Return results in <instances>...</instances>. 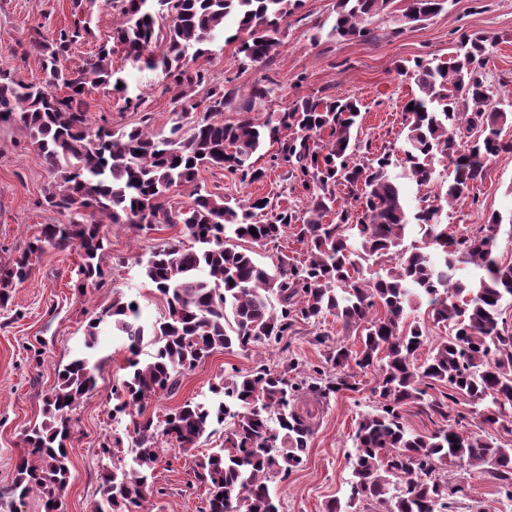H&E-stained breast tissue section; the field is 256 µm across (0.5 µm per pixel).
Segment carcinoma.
<instances>
[{
	"instance_id": "1",
	"label": "carcinoma",
	"mask_w": 512,
	"mask_h": 512,
	"mask_svg": "<svg viewBox=\"0 0 512 512\" xmlns=\"http://www.w3.org/2000/svg\"><path fill=\"white\" fill-rule=\"evenodd\" d=\"M122 22L112 42L96 48L82 69L68 66L72 46L90 34L95 0H72L73 25L45 34L35 30L22 54L39 57L43 78L24 82L0 70V123L21 125L43 157L54 183L46 206L65 218L45 224L9 266H0V305L15 284L32 272V258L46 247L79 250V287L98 286L106 277L107 242L103 226L130 224L141 230L180 224L191 240L173 238L138 261L143 278L165 303L157 321L142 319L140 305L116 297L112 306L88 323L86 352L58 371L54 389L43 401L44 420L27 431L29 448L15 466L10 495L20 502L36 496L43 512H53L70 481L66 440L71 415L96 384L91 351L101 328L125 339L126 377L115 391L113 411L131 418L132 457L104 473L99 512H152L156 471L165 458L163 444L188 454L213 425L227 424L224 446L195 462L209 512H280L268 482L286 478L303 464L314 432L313 412H300L303 394L326 404L341 390L358 389L357 372H375L380 409L360 416L353 436L355 458L346 503L336 499L328 512H349L363 501L377 512H449L460 485L441 466L482 467L512 499V447L469 431L450 404L483 405L482 422L512 433V322L503 304L512 303V262L496 253L499 219L463 238L448 235L440 220L444 205L473 195L489 163L512 152L502 136L512 127V109L492 102L485 63L493 42L482 33L463 35L446 62L418 60L398 64L418 89L405 109L399 148H381L368 164L354 160V127L361 113L356 98L310 94L259 122L252 112L272 96L277 83L266 77L243 92L211 82L206 71L191 69L188 51L204 53L226 23L237 25L226 41L237 43L241 62L265 66L283 44L281 22L302 0H108ZM394 0H336L328 37L365 41L367 17L390 14ZM448 0H403L405 26L444 11ZM164 44L156 54L152 44ZM122 47L150 70L161 71L176 88L169 126L146 123L114 130L91 126L88 86L109 87L136 110L143 97L127 95L126 79L112 69V54ZM207 88L204 116L185 126L197 88ZM237 119L224 121L234 100ZM329 131L324 140L321 133ZM279 144L271 165L285 169L289 190L307 198L303 212L268 209L261 198L235 197L198 184L203 168H222L241 184L263 179L253 157L266 141ZM451 167L445 192L431 194L439 178L436 164ZM401 167L423 194L409 205L392 175ZM346 189L337 202L336 187ZM191 188L190 203L176 207L172 192ZM330 221H325V218ZM256 228L252 234L250 228ZM306 247L305 258L286 255L262 266L245 241L258 247L276 242L290 228ZM415 231L420 244L404 246ZM380 271L363 276L364 265ZM480 271L463 281L464 267ZM427 300L428 315L448 328L430 344L426 322L409 320L417 302ZM359 331L361 348L341 342L325 345L324 365L292 376L261 366L235 372L213 384L206 402L186 401L160 420L145 415L149 401L171 393L177 376L216 350L249 349L278 343L295 324L317 326L327 316ZM431 345L423 363L415 353ZM446 390L435 396V386ZM414 405L443 419L429 434L414 433L402 411ZM275 422L277 428L270 427Z\"/></svg>"
}]
</instances>
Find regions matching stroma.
I'll use <instances>...</instances> for the list:
<instances>
[{"mask_svg":"<svg viewBox=\"0 0 512 512\" xmlns=\"http://www.w3.org/2000/svg\"><path fill=\"white\" fill-rule=\"evenodd\" d=\"M335 3L303 0L296 15L287 19L283 45L269 66L240 64L234 43L220 37L209 44L205 55L194 57L191 65L206 70L212 81H228L239 89L265 76L276 79L275 95L257 107L261 120L306 94L360 99L364 105L359 133L362 148L357 158L361 161L369 160L383 146L395 147L402 141L403 107L417 88L412 80L397 76L396 64L448 60L462 34L480 32L493 40L485 67L487 81L497 94L512 93V0H450L447 10L407 26L399 35L392 34L391 22L379 19L366 41L317 38V24L332 21ZM73 21L71 0H0V67L24 81L41 79L38 57L22 56L20 43L35 31L51 32L71 26ZM118 21L107 0H97L93 35L73 47L71 67L81 66L100 43L111 40ZM112 67L125 77L129 95H142L144 103L133 112L124 109L111 90L90 89L87 100L92 122L105 120L117 130L138 124L146 115L153 127L168 125L174 90L161 71L142 68L120 48L112 56ZM277 150L274 144L261 150L257 164L265 168L266 175L259 182L246 186L215 168L201 171L199 180L214 192L249 194L268 198L276 207L306 209V198L287 193L283 169L270 162ZM49 181L42 157L29 146L21 127L0 125V265L19 256L39 235L42 225L59 222V215L43 203ZM474 193L475 201L445 208L442 221L449 235L460 236L462 229L478 227L490 215H497V252L503 260L512 261V153L500 154L490 162ZM104 231L108 259L103 286L79 288V253L51 249L36 263L31 277L14 288L7 307L0 308L1 492L13 481L27 429L43 419V399L57 383L58 368L83 351L88 323L104 314L118 295L138 301L146 321L164 314L163 301L141 278L133 260L180 236L181 226L161 224L138 230L127 224H108ZM318 331L344 341L351 350L360 348L355 332L345 330L335 317H326L317 328L300 323L273 346L249 350L235 346L209 354L180 376L174 394L153 399L147 411L161 417L186 401L208 398L211 385L234 369L245 373L267 362L282 367L295 363L305 370L321 363L325 349L312 343ZM95 354L99 362L96 386L72 415V440L67 446L71 477L61 497V512H91L100 477L113 464L100 448L108 438L125 436L129 428L128 416L112 413V390L126 374L122 337L102 333ZM358 382V390L340 392L320 407L302 468L288 480L270 481L281 512H326L331 501L347 497L356 422L378 406L372 392L373 375H360ZM223 443L224 428L216 425L199 440L194 456L168 452L156 472V485L162 493L154 498V512H208L206 492L193 477L194 458ZM451 476L465 487L456 512H512V501L488 475L458 469Z\"/></svg>","mask_w":512,"mask_h":512,"instance_id":"stroma-1","label":"stroma"}]
</instances>
